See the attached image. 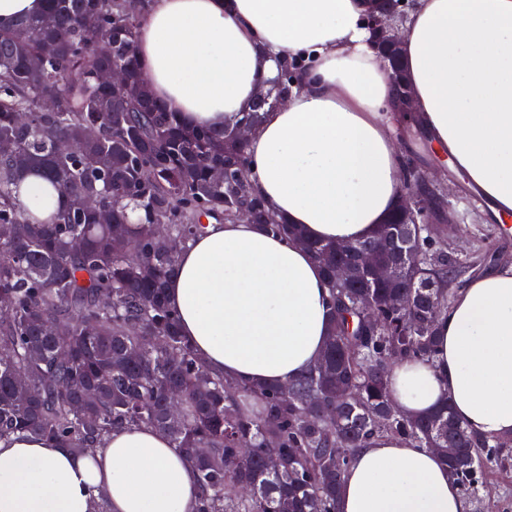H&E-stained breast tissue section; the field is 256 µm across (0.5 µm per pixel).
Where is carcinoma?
Masks as SVG:
<instances>
[{
    "label": "carcinoma",
    "instance_id": "obj_1",
    "mask_svg": "<svg viewBox=\"0 0 512 512\" xmlns=\"http://www.w3.org/2000/svg\"><path fill=\"white\" fill-rule=\"evenodd\" d=\"M375 17L402 16L395 0H376ZM140 18L122 0H47L37 16L0 27V224L11 244L0 248V441L40 437L78 453L103 447L118 428L164 432L198 471L196 512H336V496L358 449L380 435L437 453L458 486L479 482L480 464L498 462L497 442L469 430L444 406L409 417L394 403L387 367L436 352L434 324L448 311L452 281L469 270L448 251L447 234L417 217L407 240L418 268L407 278L427 288L343 287L325 258L335 241L306 238L283 224L251 193L246 145L231 132L186 128L152 96L144 78L136 93L106 91L95 79L130 58ZM53 54L30 59L45 46ZM396 89L408 92L397 44L381 36ZM52 98L56 110L40 102ZM275 97L255 103L243 122L255 127ZM30 120L21 125L16 116ZM70 143L66 155L57 143ZM226 167L224 183L208 172ZM33 169L63 198L42 216L15 197ZM95 195L112 214L70 209L71 198ZM255 207L266 229L299 241L323 266L332 291L323 360L284 385L256 387L212 372L178 327L165 298L178 252L207 232L204 218ZM157 216L169 223L146 235ZM174 242L167 249L163 241ZM112 296V306L103 297ZM380 317L370 325L366 296ZM411 310V323L405 312ZM67 328L60 329L57 324ZM55 326L54 334L44 328ZM139 357L129 358V352ZM182 392V413L169 419L166 394ZM275 441L276 448L265 444ZM249 483L245 496L240 484Z\"/></svg>",
    "mask_w": 512,
    "mask_h": 512
}]
</instances>
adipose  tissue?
<instances>
[{"label": "adipose tissue", "instance_id": "1", "mask_svg": "<svg viewBox=\"0 0 512 512\" xmlns=\"http://www.w3.org/2000/svg\"><path fill=\"white\" fill-rule=\"evenodd\" d=\"M372 0H151L137 59L157 101L187 127H237L284 61L286 104L247 143L248 178L282 222L313 240L375 235L402 194L390 66L368 23ZM402 53L417 118L496 217L512 215V0H410ZM167 301L215 372L284 384L322 355L329 288L303 246L264 226L213 223L177 257ZM432 359L396 362L392 395L410 416L449 403L483 435H512V265L471 279L436 328ZM198 474L152 427L112 432L81 454L32 437L0 442V512H195ZM336 512H463L437 454L393 436L358 451Z\"/></svg>", "mask_w": 512, "mask_h": 512}]
</instances>
